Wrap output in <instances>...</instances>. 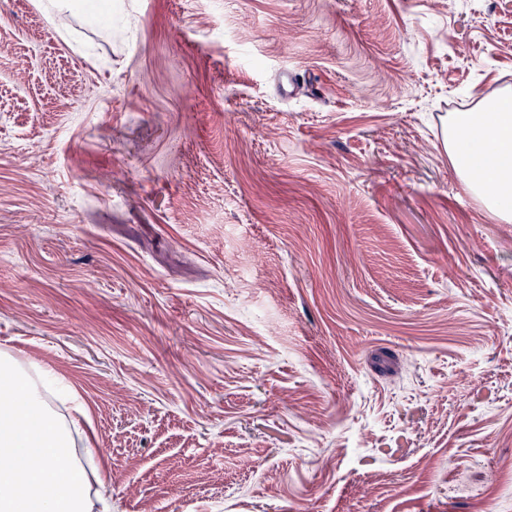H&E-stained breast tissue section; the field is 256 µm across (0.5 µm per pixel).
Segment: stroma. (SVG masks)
I'll list each match as a JSON object with an SVG mask.
<instances>
[{
  "instance_id": "stroma-1",
  "label": "stroma",
  "mask_w": 512,
  "mask_h": 512,
  "mask_svg": "<svg viewBox=\"0 0 512 512\" xmlns=\"http://www.w3.org/2000/svg\"><path fill=\"white\" fill-rule=\"evenodd\" d=\"M0 0V353L89 512H512V223L444 146L512 0Z\"/></svg>"
}]
</instances>
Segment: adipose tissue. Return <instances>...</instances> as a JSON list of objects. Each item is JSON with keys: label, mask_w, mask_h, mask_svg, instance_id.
I'll list each match as a JSON object with an SVG mask.
<instances>
[{"label": "adipose tissue", "mask_w": 512, "mask_h": 512, "mask_svg": "<svg viewBox=\"0 0 512 512\" xmlns=\"http://www.w3.org/2000/svg\"><path fill=\"white\" fill-rule=\"evenodd\" d=\"M448 156L485 196L495 216L512 220V99L491 112H456L448 121ZM58 375L24 371L0 355V455L13 460L0 471V512H88L82 469L59 460L71 447L77 419L60 420L50 405Z\"/></svg>", "instance_id": "ef3b65f1"}]
</instances>
